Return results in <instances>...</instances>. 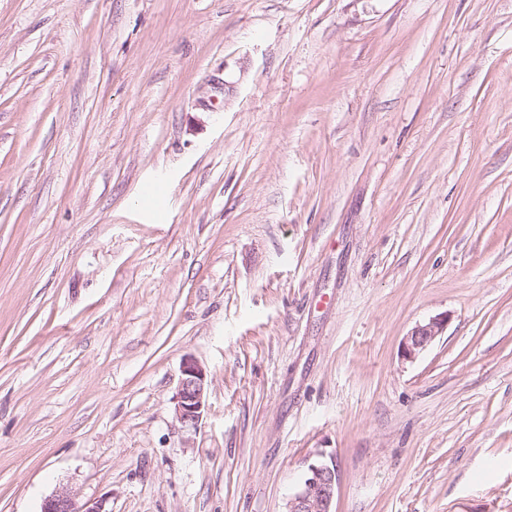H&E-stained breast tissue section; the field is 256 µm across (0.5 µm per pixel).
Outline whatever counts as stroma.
Returning a JSON list of instances; mask_svg holds the SVG:
<instances>
[{
	"label": "stroma",
	"mask_w": 512,
	"mask_h": 512,
	"mask_svg": "<svg viewBox=\"0 0 512 512\" xmlns=\"http://www.w3.org/2000/svg\"><path fill=\"white\" fill-rule=\"evenodd\" d=\"M318 461L512 512V0H0V512H285ZM447 326V316H436L417 323L404 336L400 344L401 358L406 361L416 359L434 343L438 336H441ZM206 392V372L194 360H185L174 398V414L185 428H197L202 417ZM41 512H108L103 501H88L80 508L76 507L74 499L67 490L56 491L44 500Z\"/></svg>",
	"instance_id": "35a3bbf8"
}]
</instances>
